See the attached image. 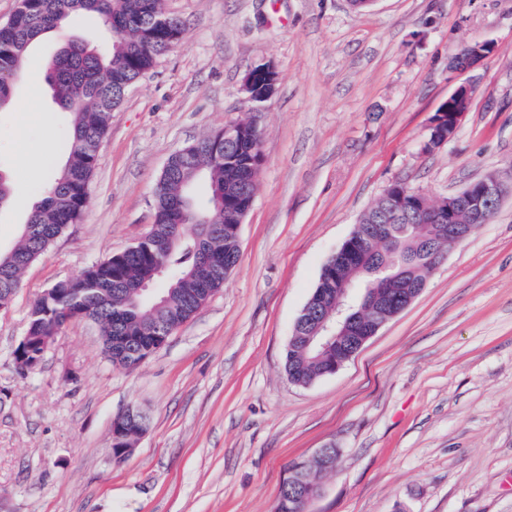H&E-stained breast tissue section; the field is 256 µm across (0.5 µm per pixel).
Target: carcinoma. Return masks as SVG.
I'll list each match as a JSON object with an SVG mask.
<instances>
[{
	"label": "carcinoma",
	"instance_id": "cac0c4a2",
	"mask_svg": "<svg viewBox=\"0 0 512 512\" xmlns=\"http://www.w3.org/2000/svg\"><path fill=\"white\" fill-rule=\"evenodd\" d=\"M70 19L100 22L112 33L107 50L82 42L62 48L49 68L48 82L55 103L71 115L67 136L70 152L59 173L48 185L38 186L40 199L32 207L26 225L12 248L16 264L0 273V299L13 296L20 266L32 263L72 224L88 203V188L97 162L96 150L122 101V87L152 67L182 32V24L165 15L162 0H30L28 11L7 29L0 28V112L13 98L29 48L43 35ZM260 134L246 130V138L224 144L217 156L212 145L217 134L196 140L199 149L172 157L171 172L160 180L154 199L155 234L165 237L171 226L182 225L183 236L174 249L161 253L139 244L122 256H110L69 281L68 288H101L108 301L96 309L105 352L112 364L128 367L161 347L166 332L174 331L198 309L195 294L202 284L211 290L224 283V271L196 266L197 239L211 225L222 227L210 246L218 255L239 252L233 225L224 223V206L217 195L231 183L229 161L248 157ZM168 266L169 278L160 290L167 305L132 298L120 288L140 277L143 270ZM94 304L91 295L76 298L63 291L39 298L31 309L29 329L39 340L58 333L61 319ZM336 360V347L328 351L307 345L306 336L289 339L284 365L290 381L306 386L323 377ZM312 477L282 484L276 512H294L292 504L308 494Z\"/></svg>",
	"mask_w": 512,
	"mask_h": 512
}]
</instances>
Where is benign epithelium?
Here are the masks:
<instances>
[{
  "mask_svg": "<svg viewBox=\"0 0 512 512\" xmlns=\"http://www.w3.org/2000/svg\"><path fill=\"white\" fill-rule=\"evenodd\" d=\"M493 50L494 45L487 41L469 44L448 62V70L454 73L467 72ZM276 84L277 71L270 62L256 65L248 72L243 91L247 95V101L252 104L253 111L262 110L265 103L271 100ZM474 93L475 86L463 82L440 104L439 111L429 122L424 151L430 152L439 148L455 137L470 112ZM508 195H512V178L506 179L498 173L486 174L462 190L441 196L432 202L418 192L392 185L385 192L389 213L381 222L375 224L369 241L373 243L378 240H396L392 218L404 215L407 205L410 204L417 210L422 223L440 225L439 238L448 241V246L451 247L469 233L470 225L489 223ZM254 197L255 194L251 191L247 204L224 209V215L236 228H241ZM420 241L422 253L427 255L428 266L436 267L443 259L445 249H436L425 237L420 238ZM361 254L367 256L369 252L361 251L356 236H350L328 257L329 273L340 271L352 258ZM165 271L166 267L163 265L154 268L137 286L138 294L145 298L154 297L153 282L163 276ZM425 287L426 280L410 277L406 264L400 262L399 257L386 259L379 265L373 282H341L336 295L334 318L316 319L310 306L303 307L301 315L313 319V329L309 333L308 341L316 339L327 350L334 342L346 336L349 343L361 348L385 324L405 310ZM30 340V334H25L13 352L17 367L24 373L35 371L49 348V344H42L40 351L28 360L23 357V353ZM110 453L116 461L124 459L129 453L124 432L120 429L111 430ZM314 459L321 462L320 473L335 471L337 454L332 449H320Z\"/></svg>",
  "mask_w": 512,
  "mask_h": 512,
  "instance_id": "benign-epithelium-1",
  "label": "benign epithelium"
}]
</instances>
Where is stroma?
I'll return each mask as SVG.
<instances>
[{
    "instance_id": "obj_1",
    "label": "stroma",
    "mask_w": 512,
    "mask_h": 512,
    "mask_svg": "<svg viewBox=\"0 0 512 512\" xmlns=\"http://www.w3.org/2000/svg\"><path fill=\"white\" fill-rule=\"evenodd\" d=\"M178 43L126 92L98 148L89 203L23 273L0 310V512H275L293 463L332 445L335 473L309 512H512V197L454 247L422 294L336 374L302 387L284 368L321 268L390 185L437 197L512 175V0H164ZM66 21L38 40L0 113V166L36 202L33 158H67L70 122L45 70L73 41L110 44ZM493 53L462 74L465 45ZM276 92L252 112L251 67ZM476 91L456 135L424 151L457 83ZM262 168L237 266L167 342L132 368L76 320L21 375L13 352L34 301L151 229L167 159L244 119ZM147 429L123 462L113 421ZM494 50L491 42H476L466 45L448 62V70L454 73H464L476 67ZM277 71L268 62L254 66L247 74L242 90L247 95V101L252 104V110L259 112L276 91Z\"/></svg>"
}]
</instances>
